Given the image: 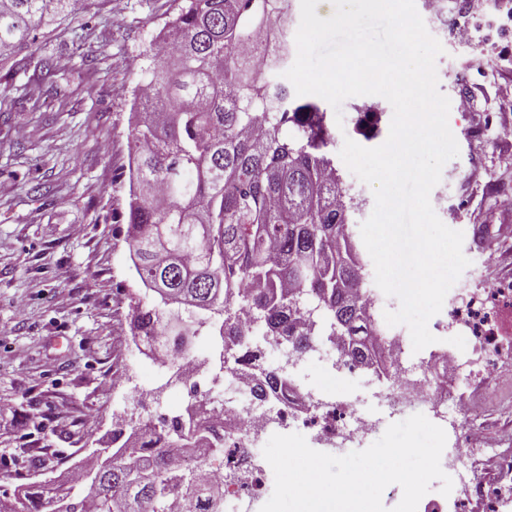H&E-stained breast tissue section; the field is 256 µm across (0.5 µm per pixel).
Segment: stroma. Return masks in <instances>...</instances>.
<instances>
[{"mask_svg":"<svg viewBox=\"0 0 512 512\" xmlns=\"http://www.w3.org/2000/svg\"><path fill=\"white\" fill-rule=\"evenodd\" d=\"M435 17L415 0L443 52L439 90L464 94L474 109L450 110L459 154L430 199L449 228L464 234L470 259L445 301L475 284L512 279V144L500 124L512 106V26L495 7L470 41L451 29L465 0H445ZM179 0H80L74 13L40 27L29 49L0 60V491L67 480L89 449L112 445V415L133 388H163L141 419L184 408L185 391L165 388L168 370L134 345L129 294H145L125 241L133 90L145 50L178 11ZM483 69L469 67L474 55ZM56 83L41 80L44 59ZM81 234H74V226ZM289 373L299 390L339 403L367 402L345 377L324 337L313 339ZM498 392L474 424L486 443L512 432V363L496 369Z\"/></svg>","mask_w":512,"mask_h":512,"instance_id":"stroma-1","label":"stroma"}]
</instances>
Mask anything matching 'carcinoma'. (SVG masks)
Returning a JSON list of instances; mask_svg holds the SVG:
<instances>
[{"label":"carcinoma","mask_w":512,"mask_h":512,"mask_svg":"<svg viewBox=\"0 0 512 512\" xmlns=\"http://www.w3.org/2000/svg\"><path fill=\"white\" fill-rule=\"evenodd\" d=\"M79 0H0V56L31 45L41 25L77 9ZM278 0H183L163 36L168 52L143 54L144 97L129 141L134 164L125 220L130 252L145 284L162 282L165 295L131 297L132 336L163 337L148 348L176 372L184 336L174 321L199 304L222 312L229 356L245 370L259 366L249 341H230L242 312L265 336H287L303 352L314 325L295 303L305 289L343 324L361 366L386 369L368 337L376 325L362 303L366 262L356 241L353 197L336 178L327 113L299 103L268 73L287 49L264 59L255 47L268 31L288 39L273 21ZM206 440L195 420L131 426L111 461L96 467V490L48 491L50 512H169L201 499L222 512L223 491L201 483L182 463ZM11 512H31L30 491L17 486Z\"/></svg>","instance_id":"1"}]
</instances>
